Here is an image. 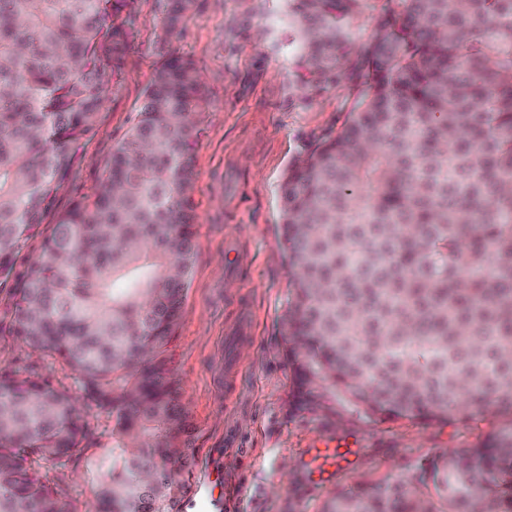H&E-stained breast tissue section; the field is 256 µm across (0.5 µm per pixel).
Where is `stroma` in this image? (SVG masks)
Wrapping results in <instances>:
<instances>
[{"mask_svg":"<svg viewBox=\"0 0 512 512\" xmlns=\"http://www.w3.org/2000/svg\"><path fill=\"white\" fill-rule=\"evenodd\" d=\"M165 0H135L131 49L110 81L95 133L59 194L58 210L93 197L131 127L156 69L171 53L201 71L192 195L196 261L173 344L182 401L195 425L196 466L184 512H317L340 487L390 477L414 482L417 464L469 448L503 421L388 419L343 400L300 404L278 322L290 291L281 185L294 161L343 125L361 81L350 48L336 82L302 86L285 0H194L181 35L165 39ZM351 439L348 460L310 479V455Z\"/></svg>","mask_w":512,"mask_h":512,"instance_id":"stroma-1","label":"stroma"}]
</instances>
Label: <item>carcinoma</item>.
<instances>
[{
	"label": "carcinoma",
	"instance_id": "1",
	"mask_svg": "<svg viewBox=\"0 0 512 512\" xmlns=\"http://www.w3.org/2000/svg\"><path fill=\"white\" fill-rule=\"evenodd\" d=\"M194 0H166L177 34ZM305 83L336 79L371 0H286ZM129 0H0V280L42 237L0 312L13 342L57 358L0 367V512H75L42 464L81 466L95 512H182L195 465L171 344L195 262L194 62L167 59L99 192L57 213L131 44ZM361 43L341 129L289 169L280 321L301 394L368 415L508 416L410 485L336 490L321 512H512V0H386ZM112 420V446L82 401ZM24 362H37L43 365L45 373L48 374L56 385L68 388H74V375L68 366L65 364L47 358L45 360L39 359L33 355L30 359L26 360V356H20L9 344L4 343L0 339V366L22 365ZM86 419L94 431V440L88 443L85 451L86 456L101 454L112 443L111 430L112 422L103 414L97 413L94 407L86 409Z\"/></svg>",
	"mask_w": 512,
	"mask_h": 512
}]
</instances>
